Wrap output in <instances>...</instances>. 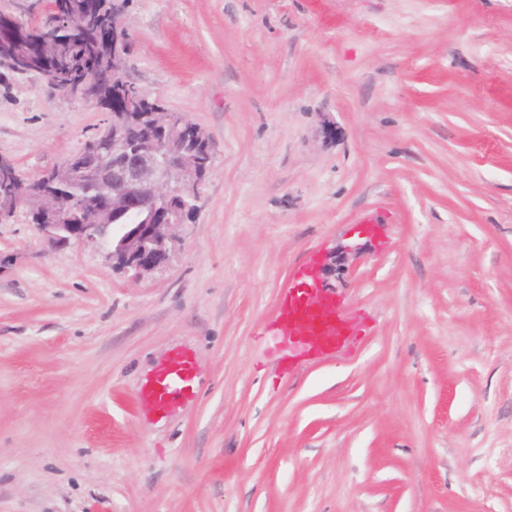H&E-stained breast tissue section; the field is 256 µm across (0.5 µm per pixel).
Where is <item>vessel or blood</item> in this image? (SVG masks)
Listing matches in <instances>:
<instances>
[{
	"instance_id": "obj_1",
	"label": "vessel or blood",
	"mask_w": 512,
	"mask_h": 512,
	"mask_svg": "<svg viewBox=\"0 0 512 512\" xmlns=\"http://www.w3.org/2000/svg\"><path fill=\"white\" fill-rule=\"evenodd\" d=\"M281 321L269 334L276 349L290 347L307 353L335 352L350 336L356 335L357 324L343 315L327 290L311 288L305 271H297L282 297ZM190 367L186 360L177 358L159 377L156 392L158 407H165L170 399L188 388Z\"/></svg>"
}]
</instances>
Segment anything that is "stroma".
I'll return each instance as SVG.
<instances>
[{
    "instance_id": "stroma-1",
    "label": "stroma",
    "mask_w": 512,
    "mask_h": 512,
    "mask_svg": "<svg viewBox=\"0 0 512 512\" xmlns=\"http://www.w3.org/2000/svg\"><path fill=\"white\" fill-rule=\"evenodd\" d=\"M126 74L214 145L167 263L0 224V512H512V0H125ZM0 67L35 176L110 121ZM367 330L296 360L299 261ZM177 356L191 385L151 392Z\"/></svg>"
}]
</instances>
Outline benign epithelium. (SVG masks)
I'll list each match as a JSON object with an SVG mask.
<instances>
[{"label":"benign epithelium","instance_id":"1","mask_svg":"<svg viewBox=\"0 0 512 512\" xmlns=\"http://www.w3.org/2000/svg\"><path fill=\"white\" fill-rule=\"evenodd\" d=\"M77 21L74 15L51 11L41 19L38 32L45 34ZM0 66L22 74H47L46 68L24 65L16 58L0 57ZM50 86L72 100L95 102L89 79L65 88L54 82ZM150 118L152 127L162 129L163 138L130 146L115 129L106 127L99 131L98 138L87 141L83 152L92 157L101 155L102 145H109L103 176L73 155L56 166L84 194L64 198L54 195V171L47 170L39 186H30L37 177L25 178L15 196L0 199V221H7L20 207L33 203L34 211L47 216L46 223L36 225V229L55 247L89 243L103 246L112 261L135 278L163 266L176 241V228L195 210L199 177L204 175L195 156L184 162L178 160L183 148L179 133L190 128L208 150L213 146L210 138L182 112H153ZM131 209L150 211L153 221L112 223L113 214Z\"/></svg>","mask_w":512,"mask_h":512}]
</instances>
